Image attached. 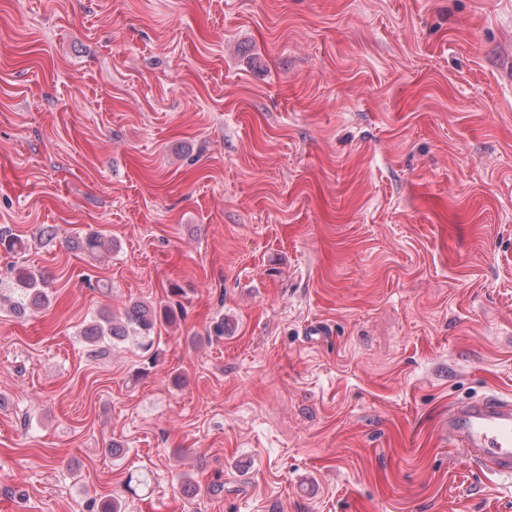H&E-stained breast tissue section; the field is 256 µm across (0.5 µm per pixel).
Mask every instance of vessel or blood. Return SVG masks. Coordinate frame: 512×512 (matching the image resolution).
Instances as JSON below:
<instances>
[{
    "label": "vessel or blood",
    "mask_w": 512,
    "mask_h": 512,
    "mask_svg": "<svg viewBox=\"0 0 512 512\" xmlns=\"http://www.w3.org/2000/svg\"><path fill=\"white\" fill-rule=\"evenodd\" d=\"M449 440L496 475L512 478V398L496 394L448 409Z\"/></svg>",
    "instance_id": "1"
}]
</instances>
